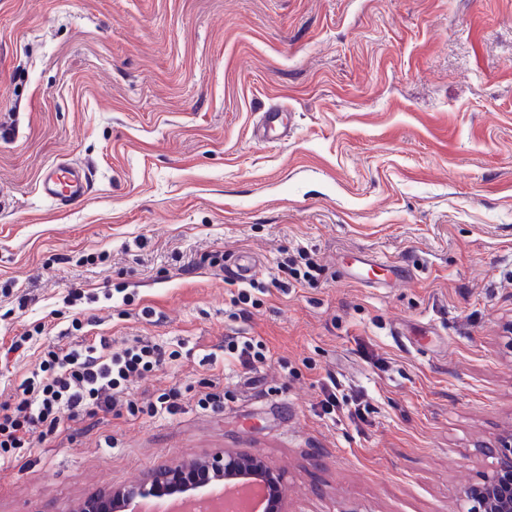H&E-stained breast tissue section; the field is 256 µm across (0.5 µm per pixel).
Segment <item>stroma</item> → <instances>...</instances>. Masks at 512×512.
<instances>
[{
  "label": "stroma",
  "mask_w": 512,
  "mask_h": 512,
  "mask_svg": "<svg viewBox=\"0 0 512 512\" xmlns=\"http://www.w3.org/2000/svg\"><path fill=\"white\" fill-rule=\"evenodd\" d=\"M275 105L288 139L256 142ZM60 160L92 173L65 208L36 189ZM302 251L315 282L281 266ZM360 251L411 275L355 279ZM38 325L0 394L47 348L141 337L165 359L130 397L182 409L21 451L0 512L224 451L281 470L288 512H458L512 429V0H0V346ZM332 379L365 423L320 415ZM226 349L231 358L239 362L244 368H253L266 360L265 348L259 342L247 336H227L224 340Z\"/></svg>",
  "instance_id": "35a3bbf8"
}]
</instances>
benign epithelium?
I'll use <instances>...</instances> for the list:
<instances>
[{"instance_id":"7a95c632","label":"benign epithelium","mask_w":512,"mask_h":512,"mask_svg":"<svg viewBox=\"0 0 512 512\" xmlns=\"http://www.w3.org/2000/svg\"><path fill=\"white\" fill-rule=\"evenodd\" d=\"M246 472H259L266 477L272 489L266 512H285L283 474L269 467L259 456L230 452L205 461L203 467L194 472L177 465L140 486L114 489L112 504L134 500L160 483L171 489L198 491L207 486L214 475L226 478ZM462 501L461 512H512V431L498 438L491 471L483 475L481 481L465 487Z\"/></svg>"}]
</instances>
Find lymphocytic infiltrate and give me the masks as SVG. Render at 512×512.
Returning a JSON list of instances; mask_svg holds the SVG:
<instances>
[{
  "mask_svg": "<svg viewBox=\"0 0 512 512\" xmlns=\"http://www.w3.org/2000/svg\"><path fill=\"white\" fill-rule=\"evenodd\" d=\"M161 363L158 347L141 338L117 352L105 336L44 352L8 400L0 403V468L13 462L16 450L36 447L49 436H68L72 424L102 414H176L180 406L169 396L143 407L126 396L132 381Z\"/></svg>",
  "mask_w": 512,
  "mask_h": 512,
  "instance_id": "f902f5d3",
  "label": "lymphocytic infiltrate"
}]
</instances>
